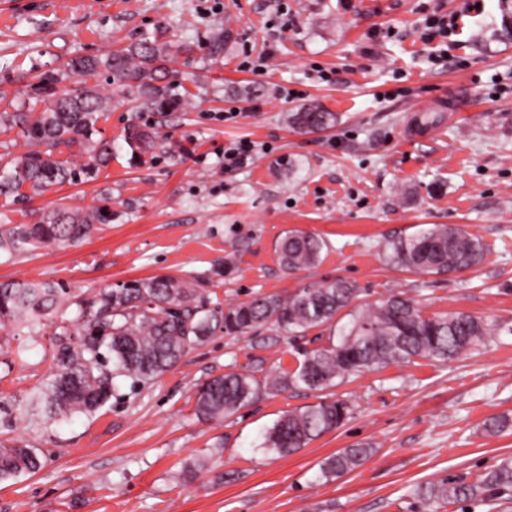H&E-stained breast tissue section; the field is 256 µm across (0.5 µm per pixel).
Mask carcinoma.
I'll list each match as a JSON object with an SVG mask.
<instances>
[{
    "instance_id": "cac0c4a2",
    "label": "carcinoma",
    "mask_w": 512,
    "mask_h": 512,
    "mask_svg": "<svg viewBox=\"0 0 512 512\" xmlns=\"http://www.w3.org/2000/svg\"><path fill=\"white\" fill-rule=\"evenodd\" d=\"M195 45L174 43L163 35L143 38L104 55L79 56L61 70L41 74L37 89L42 108L33 104L0 112V128L22 129L29 150L0 166V197H34L58 185L95 176L112 160V141L101 136L98 123L108 111V97L89 79L105 75L133 112H178L194 106V94L172 78L168 64L175 56H193ZM81 86L62 91L70 77ZM337 115L317 108L292 115L293 126L316 132L336 125ZM122 139L132 158L143 161L156 147L148 126L131 123ZM78 154L86 161L71 162ZM34 220L0 225V253L13 255L80 242L95 225L112 220L107 207L88 210L58 206L33 210ZM324 242L301 231L285 233L276 246L280 265L289 272L321 262ZM389 263L418 275L463 273L480 264L484 247L459 226L435 224L388 242ZM359 288L343 279L306 286L289 295L259 294L225 308L210 300L195 281L173 275L133 280L118 288H101L84 301L74 329L56 328V371L31 399L54 421L91 415L107 404L120 379L150 381L169 371L192 347L217 333L238 336L271 327L292 340L315 328L330 326L336 334L328 345L301 350L298 366L282 374L256 378L250 370L228 372L203 384L196 393L195 415L221 420L250 406L261 393L288 390L323 392L366 370L414 358L448 361L487 342L495 328L464 312L426 317L403 292L365 307H355ZM69 301V288L58 282H0V324L38 334L45 321ZM349 318L343 322V318ZM348 402L328 394L319 402L283 414L265 434L268 448L295 453L328 433L348 417ZM374 447L360 444L325 459L320 477L331 480L362 467ZM40 468L37 449L0 445V483ZM512 489V458L468 483L445 476L418 488L432 504L451 505L464 498L484 502Z\"/></svg>"
}]
</instances>
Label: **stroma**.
I'll list each match as a JSON object with an SVG mask.
<instances>
[{"instance_id":"1","label":"stroma","mask_w":512,"mask_h":512,"mask_svg":"<svg viewBox=\"0 0 512 512\" xmlns=\"http://www.w3.org/2000/svg\"><path fill=\"white\" fill-rule=\"evenodd\" d=\"M286 2L279 30L274 0H0V112L77 56L157 30L199 46L170 64L195 95L190 111L132 112L101 85L112 98L99 123L109 165L94 181L0 205V224L57 205L105 206L111 222L72 245L1 254L0 282L66 283L69 322L92 291L157 274L196 280L223 306L340 278L357 285L360 305L404 292L426 316L466 312L497 336L445 363L415 358L351 377L335 389L348 419L282 456L264 448L266 430L316 403L315 392L264 394L219 421L196 418L195 394L231 371L293 370L298 346L327 344V330L300 343L270 328L219 333L153 381L122 380L94 414L31 425L17 415L55 367L54 330L31 337L0 326V444L37 449L42 462L0 484V512H433L418 486L471 480L512 457V431L483 427L512 416V4ZM434 8L457 16L450 63L432 61L417 33ZM221 33L214 61L204 47ZM246 47L265 54L262 73L241 70ZM320 69L331 82L317 80ZM235 105L237 121L221 119ZM306 108L336 113L335 127L298 131L290 116ZM131 123L158 134L141 164L121 137ZM241 139L255 152L225 171L224 150ZM434 224L462 226L484 244V261L454 275L387 262V241ZM290 230L325 241L320 265L280 266L276 245ZM361 442L375 448L368 462L321 478L325 458Z\"/></svg>"}]
</instances>
